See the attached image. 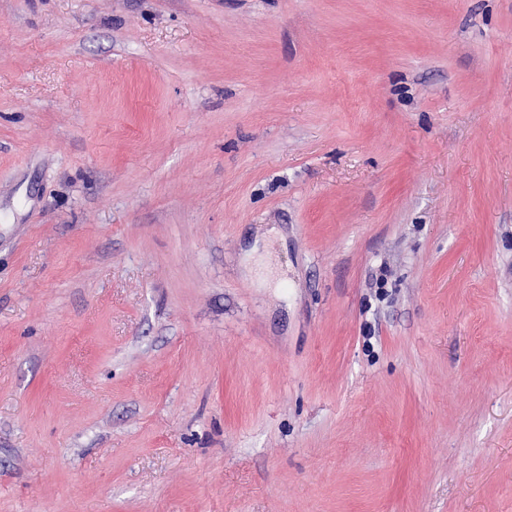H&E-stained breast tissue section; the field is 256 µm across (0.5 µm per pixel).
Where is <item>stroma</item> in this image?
Here are the masks:
<instances>
[{"mask_svg": "<svg viewBox=\"0 0 512 512\" xmlns=\"http://www.w3.org/2000/svg\"><path fill=\"white\" fill-rule=\"evenodd\" d=\"M0 512H512V0H0Z\"/></svg>", "mask_w": 512, "mask_h": 512, "instance_id": "35a3bbf8", "label": "stroma"}]
</instances>
